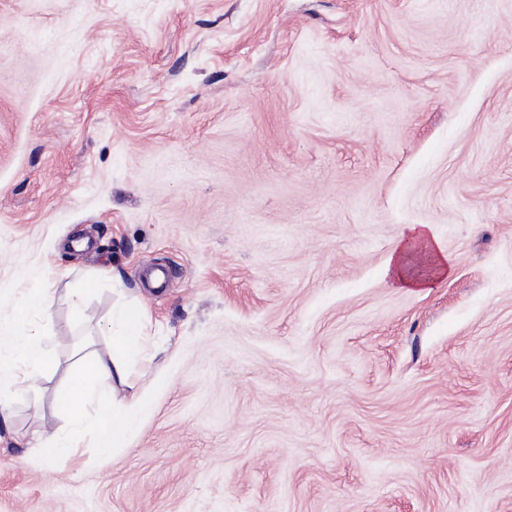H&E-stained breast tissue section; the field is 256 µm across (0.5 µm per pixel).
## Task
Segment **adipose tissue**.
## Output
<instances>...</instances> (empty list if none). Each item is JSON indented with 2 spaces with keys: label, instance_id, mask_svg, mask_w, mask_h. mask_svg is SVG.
<instances>
[{
  "label": "adipose tissue",
  "instance_id": "1",
  "mask_svg": "<svg viewBox=\"0 0 512 512\" xmlns=\"http://www.w3.org/2000/svg\"><path fill=\"white\" fill-rule=\"evenodd\" d=\"M53 305L51 289L26 296L18 322L8 338L9 354L0 359V412H8L14 401L36 390L44 372L55 361L54 348L33 326L31 318L48 313ZM146 314L139 308H123L113 313L108 329L107 354H87L75 380L57 400L58 408L73 427H80L87 414H95V446L100 455L124 447L141 416L146 400L126 395L130 376L129 355L134 343H147L144 333Z\"/></svg>",
  "mask_w": 512,
  "mask_h": 512
}]
</instances>
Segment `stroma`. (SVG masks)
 <instances>
[{"mask_svg": "<svg viewBox=\"0 0 512 512\" xmlns=\"http://www.w3.org/2000/svg\"><path fill=\"white\" fill-rule=\"evenodd\" d=\"M38 288L0 512H512V0H0V324ZM137 303L148 412L51 463ZM409 229V237L412 238L413 242H421L424 243L426 246V253L430 255V257L433 259L434 264L437 265V268L442 269L446 268V265L444 264V257L441 254L440 249L438 248V245L436 244V241L432 235V228L428 224H411L408 226ZM434 244L437 247L438 252L434 249L432 245ZM408 241V238L402 239L396 246L387 262L385 275H391L398 288H426L427 281L413 276L408 270ZM38 448L53 462H66L76 453V445L71 434H52L41 440Z\"/></svg>", "mask_w": 512, "mask_h": 512, "instance_id": "1", "label": "stroma"}]
</instances>
